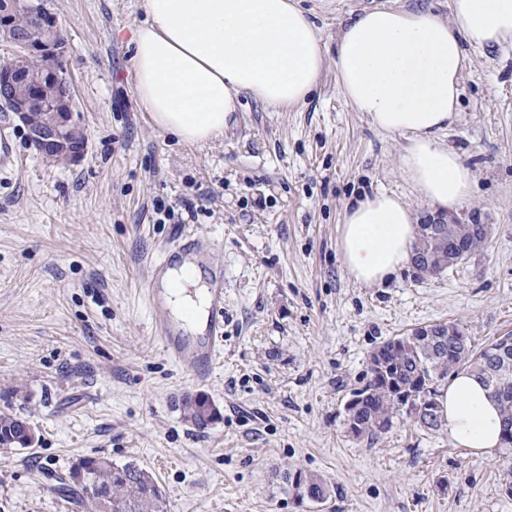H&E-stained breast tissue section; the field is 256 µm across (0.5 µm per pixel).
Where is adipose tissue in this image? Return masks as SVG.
<instances>
[{
    "mask_svg": "<svg viewBox=\"0 0 512 512\" xmlns=\"http://www.w3.org/2000/svg\"><path fill=\"white\" fill-rule=\"evenodd\" d=\"M132 38L135 94L150 119L179 140L223 136L240 96L275 110L305 102L325 65L319 32L296 0H143ZM512 45V0H453L452 21L428 12L374 8L355 16L336 46V75L355 111L379 131L404 136V179L427 202L452 208L474 191L472 171L442 144L455 117L466 48ZM416 226L408 206L378 192L344 213L341 251L365 284L396 276ZM174 314L201 307V276L186 262L165 283ZM451 439L493 455L499 408L470 371L452 375L438 397Z\"/></svg>",
    "mask_w": 512,
    "mask_h": 512,
    "instance_id": "obj_1",
    "label": "adipose tissue"
}]
</instances>
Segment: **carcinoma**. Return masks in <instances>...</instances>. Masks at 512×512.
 <instances>
[{
  "label": "carcinoma",
  "mask_w": 512,
  "mask_h": 512,
  "mask_svg": "<svg viewBox=\"0 0 512 512\" xmlns=\"http://www.w3.org/2000/svg\"><path fill=\"white\" fill-rule=\"evenodd\" d=\"M9 26L31 45L42 44L48 37L61 35L56 19H48L38 12L23 8L9 11ZM18 89H29V80L39 77L48 81L50 73L41 67V61L32 56L20 60L14 73ZM55 119L54 108L48 103L35 106L29 124L42 127ZM416 237L411 262L419 263L428 254L442 255L434 262L432 275L448 271V240L459 238L472 257L484 250L487 238L481 228L469 224H425ZM456 329L461 336L448 334ZM429 336L420 335L417 328L405 336L386 342L382 360L370 356L366 382L354 392L346 406L348 432L356 439H374L388 433L397 414L401 413L398 393L408 389L425 400L427 415L415 420L425 429L438 431L447 426L435 390L436 382L444 380L461 369L474 373L485 386L488 396L496 402L502 419L503 431L512 432V360L500 361L486 370L487 357L495 347L492 340L478 346L464 335L459 324L439 323L426 326ZM23 418L0 414V448H23ZM71 468L82 474V482L62 479L68 490H75L86 512H162L163 496L160 485L147 470L134 462L117 465L103 457L86 456L77 459ZM308 488V497L300 502L323 503L329 496L327 483L317 474L301 469L288 470L283 476V492L297 499L294 491Z\"/></svg>",
  "instance_id": "carcinoma-1"
}]
</instances>
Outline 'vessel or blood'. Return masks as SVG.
<instances>
[{"label":"vessel or blood","mask_w":512,"mask_h":512,"mask_svg":"<svg viewBox=\"0 0 512 512\" xmlns=\"http://www.w3.org/2000/svg\"><path fill=\"white\" fill-rule=\"evenodd\" d=\"M215 242L199 233L177 231L172 245L164 247L149 268V276L155 287L148 298L154 312L158 339L166 356L193 380L195 384H205L214 368L224 340V274L213 272L205 288L206 317L202 333L188 334L171 314L166 292L157 289L167 270L185 259L203 261Z\"/></svg>","instance_id":"1"}]
</instances>
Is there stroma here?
<instances>
[{
	"label": "stroma",
	"mask_w": 512,
	"mask_h": 512,
	"mask_svg": "<svg viewBox=\"0 0 512 512\" xmlns=\"http://www.w3.org/2000/svg\"><path fill=\"white\" fill-rule=\"evenodd\" d=\"M452 0H299L326 58L311 97L285 112L242 97L223 137L189 145L152 125L134 91L130 40L141 0H47L89 137L83 160H46L0 112V412L28 420L31 447L0 450V512H83L57 477L85 456L136 462L163 512H512L502 453L399 416L374 440L347 431L346 405L383 342L455 322L479 345L512 330V46L470 50L457 116L440 135L477 178L456 222L491 225L486 249L448 272L367 285L340 250L348 203L395 193L403 137L352 109L337 38L386 6L452 20ZM210 236L204 272L224 271V347L201 386L165 356L147 270L177 227ZM219 415L200 430L185 395ZM298 468L324 504L282 491ZM283 492L288 497L300 502L323 503L329 496V488L327 483L317 474L303 471L301 469L288 470L283 476ZM301 486H307L308 499L300 496V500L294 494V490H298Z\"/></svg>",
	"instance_id": "35a3bbf8"
}]
</instances>
